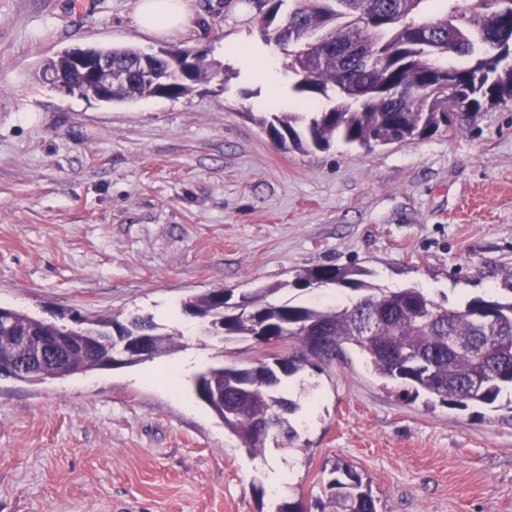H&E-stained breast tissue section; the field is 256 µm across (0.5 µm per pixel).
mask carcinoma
<instances>
[{"label": "carcinoma", "instance_id": "cac0c4a2", "mask_svg": "<svg viewBox=\"0 0 512 512\" xmlns=\"http://www.w3.org/2000/svg\"><path fill=\"white\" fill-rule=\"evenodd\" d=\"M266 0L261 32L267 42L288 48L293 93L324 98L319 112H270L262 119L270 138L297 151L326 149L339 138L363 148L441 129L464 130L486 108L512 101V0ZM138 57L133 47L112 48L122 68ZM215 62L203 61L186 78L137 80L112 89V101L141 97L181 98L194 85L214 79ZM356 266L322 265L296 275L295 288L337 287L356 293L346 304L325 307L271 300L290 286L256 288L234 296L209 291L183 303V311L212 320L224 339H248L264 348L249 365L222 362L193 379L196 396L224 422V428L250 452L270 437L289 435L285 414L295 410L281 386L318 360L346 361L357 349L374 373L398 384L414 399L424 394L452 408L501 407L512 390V272L502 289L474 296L459 307L437 301L414 286L386 289L366 280ZM120 336H146L153 354L140 364L180 347L182 332L168 331L150 317L125 324L104 317ZM84 326L69 328L5 307L0 314V351L21 356L19 380L36 383L87 374L98 369L96 352L81 347ZM72 336L62 358L38 357L24 336ZM320 512H377L370 484L346 463H335L323 483Z\"/></svg>", "mask_w": 512, "mask_h": 512}]
</instances>
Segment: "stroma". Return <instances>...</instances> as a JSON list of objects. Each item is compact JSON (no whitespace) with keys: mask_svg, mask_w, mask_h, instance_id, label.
I'll return each instance as SVG.
<instances>
[{"mask_svg":"<svg viewBox=\"0 0 512 512\" xmlns=\"http://www.w3.org/2000/svg\"><path fill=\"white\" fill-rule=\"evenodd\" d=\"M137 0H0V306L64 325L151 316L179 350L134 366L29 384L0 379V512H277L322 498V470L354 466L378 512H512V410L410 399L357 351L283 384L293 440L248 453L172 386L190 356L225 342L182 312L188 297L288 282L279 300L332 303L296 271H373L383 288H425L457 305L512 269V102L462 132L355 148L276 147L256 84L224 44L262 43L256 0H187L189 23L158 38ZM200 48L225 81L190 96L119 103L38 77L74 47ZM289 466L285 496L275 464Z\"/></svg>","mask_w":512,"mask_h":512,"instance_id":"35a3bbf8","label":"stroma"}]
</instances>
